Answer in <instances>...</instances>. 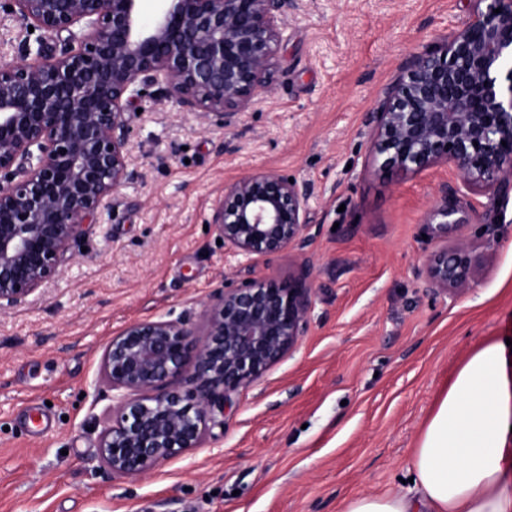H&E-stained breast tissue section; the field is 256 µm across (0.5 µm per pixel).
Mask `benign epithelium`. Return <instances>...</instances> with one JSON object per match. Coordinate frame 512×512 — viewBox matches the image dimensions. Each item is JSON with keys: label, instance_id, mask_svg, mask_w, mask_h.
<instances>
[{"label": "benign epithelium", "instance_id": "obj_1", "mask_svg": "<svg viewBox=\"0 0 512 512\" xmlns=\"http://www.w3.org/2000/svg\"><path fill=\"white\" fill-rule=\"evenodd\" d=\"M7 0L26 25L69 33L77 47L0 61V307L59 275L65 255L132 179L130 110L152 86L216 120L270 88L291 0ZM472 19L415 55L370 113L375 160L402 171L454 165L460 183L495 193L512 177V0H471ZM500 12H495V9ZM308 188L272 171L224 187L211 218L224 247L247 259L303 248ZM432 287L452 297L474 277L469 247L426 259ZM312 288L227 277L204 305L206 339L186 322L143 321L107 343L102 367L112 419L99 437L109 472L140 476L198 447L225 400L306 335ZM194 367L195 397L165 389Z\"/></svg>", "mask_w": 512, "mask_h": 512}]
</instances>
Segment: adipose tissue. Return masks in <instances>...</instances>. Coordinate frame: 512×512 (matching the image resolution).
<instances>
[{
	"label": "adipose tissue",
	"instance_id": "ef3b65f1",
	"mask_svg": "<svg viewBox=\"0 0 512 512\" xmlns=\"http://www.w3.org/2000/svg\"><path fill=\"white\" fill-rule=\"evenodd\" d=\"M408 492L342 512H512V347L487 339L437 400L412 451Z\"/></svg>",
	"mask_w": 512,
	"mask_h": 512
}]
</instances>
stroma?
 Masks as SVG:
<instances>
[{
  "label": "stroma",
  "instance_id": "1",
  "mask_svg": "<svg viewBox=\"0 0 512 512\" xmlns=\"http://www.w3.org/2000/svg\"><path fill=\"white\" fill-rule=\"evenodd\" d=\"M470 0H295L271 89L226 123L164 100L132 117L133 177L60 277L0 310V512H342L401 489L437 396L487 338H512V180L457 189L454 167H380L368 117L412 55L461 27ZM67 33L0 7V57L60 55ZM255 169L307 183L308 240L247 260L209 229L225 184ZM452 195H445V188ZM455 225L440 232L444 203ZM469 243L477 276L452 300L424 261ZM313 290L310 328L232 396L199 447L119 477L98 461L108 341L184 319L225 277ZM51 428L37 432L32 415Z\"/></svg>",
  "mask_w": 512,
  "mask_h": 512
}]
</instances>
